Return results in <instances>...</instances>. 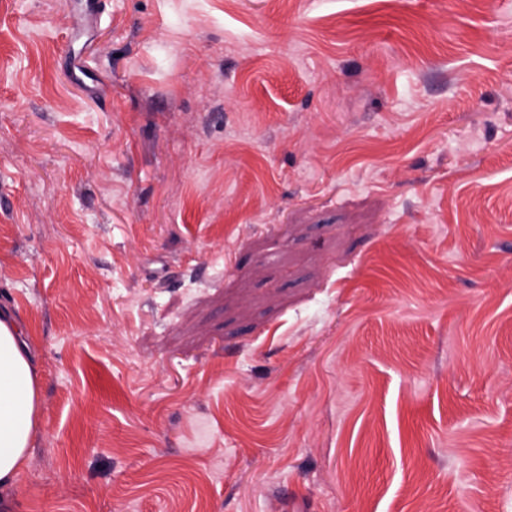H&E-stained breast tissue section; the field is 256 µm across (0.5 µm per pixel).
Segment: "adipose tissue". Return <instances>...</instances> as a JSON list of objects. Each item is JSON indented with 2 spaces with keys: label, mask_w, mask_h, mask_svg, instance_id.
<instances>
[{
  "label": "adipose tissue",
  "mask_w": 512,
  "mask_h": 512,
  "mask_svg": "<svg viewBox=\"0 0 512 512\" xmlns=\"http://www.w3.org/2000/svg\"><path fill=\"white\" fill-rule=\"evenodd\" d=\"M36 361L22 324L0 304V512H13L17 478L40 431Z\"/></svg>",
  "instance_id": "obj_1"
}]
</instances>
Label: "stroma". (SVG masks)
<instances>
[{"instance_id":"stroma-1","label":"stroma","mask_w":512,"mask_h":512,"mask_svg":"<svg viewBox=\"0 0 512 512\" xmlns=\"http://www.w3.org/2000/svg\"><path fill=\"white\" fill-rule=\"evenodd\" d=\"M15 512H512V4L0 0ZM36 361L18 318L0 304V510L13 512L16 481L40 431Z\"/></svg>"}]
</instances>
